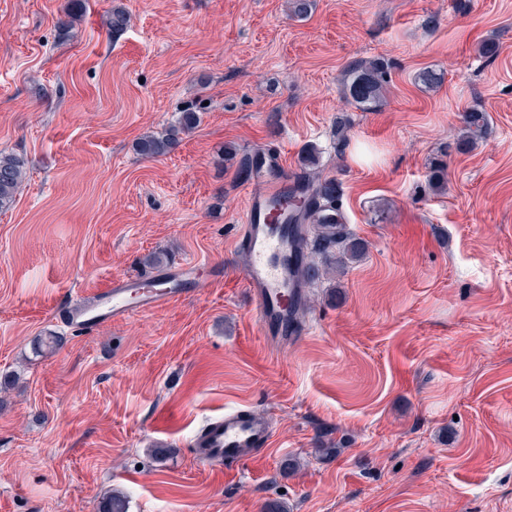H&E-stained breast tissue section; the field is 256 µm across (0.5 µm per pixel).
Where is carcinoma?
Here are the masks:
<instances>
[{
	"label": "carcinoma",
	"instance_id": "cac0c4a2",
	"mask_svg": "<svg viewBox=\"0 0 512 512\" xmlns=\"http://www.w3.org/2000/svg\"><path fill=\"white\" fill-rule=\"evenodd\" d=\"M81 9L80 0L58 17L56 26L67 33L75 29ZM130 16L123 10L114 9L109 15L108 28L118 33L127 28ZM443 73L426 68L418 74V82L433 90L442 84ZM345 90L351 103L369 112L384 99L386 71L379 59L357 60L344 71ZM198 123L193 110H184L177 121L161 132L144 135L136 143V151L147 158L166 155L179 142L181 135L189 133ZM489 126L487 112L473 108L461 116L459 146L473 145L483 139ZM303 190L288 193L292 200L302 196L307 204L289 213L290 223L296 225L297 279L301 287L308 288L329 271H340L350 264L361 261L367 253L366 242L347 229L340 204V186L336 179L320 172V151L314 145L307 146L299 157ZM28 179L25 161L15 154L0 152V210L10 208ZM98 512H128L127 496L113 493L102 498Z\"/></svg>",
	"mask_w": 512,
	"mask_h": 512
}]
</instances>
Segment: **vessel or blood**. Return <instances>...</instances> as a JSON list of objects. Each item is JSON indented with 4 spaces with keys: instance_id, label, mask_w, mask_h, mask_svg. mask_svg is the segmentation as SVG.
Masks as SVG:
<instances>
[{
    "instance_id": "b4317fda",
    "label": "vessel or blood",
    "mask_w": 512,
    "mask_h": 512,
    "mask_svg": "<svg viewBox=\"0 0 512 512\" xmlns=\"http://www.w3.org/2000/svg\"><path fill=\"white\" fill-rule=\"evenodd\" d=\"M255 178L260 188L246 198L235 247L244 259L243 278L263 334L284 336L289 315L302 296L296 268L288 261L296 245L284 227L288 211L282 204L297 177L271 159L261 164ZM202 275L220 284L224 268L218 263L189 261L147 279L116 277L109 287L79 297L58 317L80 330L93 331L109 321L170 305L177 297L190 293ZM271 435L267 419L240 408L210 418L190 446L202 463L235 467L267 447Z\"/></svg>"
}]
</instances>
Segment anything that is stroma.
Wrapping results in <instances>:
<instances>
[{
  "label": "stroma",
  "instance_id": "35a3bbf8",
  "mask_svg": "<svg viewBox=\"0 0 512 512\" xmlns=\"http://www.w3.org/2000/svg\"><path fill=\"white\" fill-rule=\"evenodd\" d=\"M68 4L0 0V152L28 171L0 212V512H98L112 490L129 512H512V0H314L302 20L288 0H82L65 34ZM357 59L388 71L370 112L345 96ZM189 106L169 154L136 153ZM473 108L490 125L461 150ZM310 144L368 252L282 340L259 333L235 248L258 184L224 151L296 173ZM194 260L223 261V285L91 333L56 318L74 292ZM51 334L63 347L39 350ZM242 407L269 445L200 463L192 436Z\"/></svg>",
  "mask_w": 512,
  "mask_h": 512
}]
</instances>
